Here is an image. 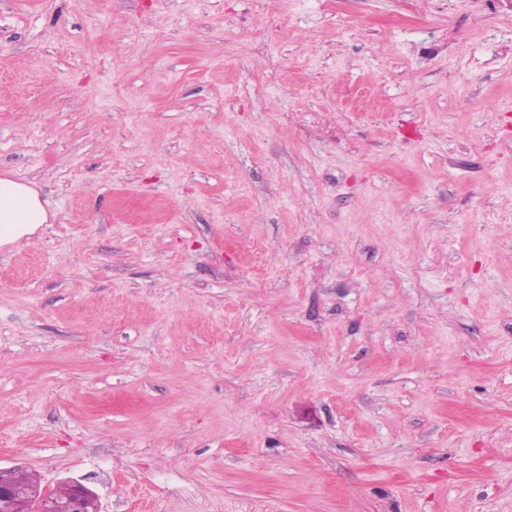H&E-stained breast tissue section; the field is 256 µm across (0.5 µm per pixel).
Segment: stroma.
<instances>
[{
	"label": "stroma",
	"mask_w": 512,
	"mask_h": 512,
	"mask_svg": "<svg viewBox=\"0 0 512 512\" xmlns=\"http://www.w3.org/2000/svg\"><path fill=\"white\" fill-rule=\"evenodd\" d=\"M0 468L102 512H512V0H0ZM49 220L37 192L28 184L0 177V247L29 240ZM65 488L67 512H99L98 496L85 485L75 481H65L60 484Z\"/></svg>",
	"instance_id": "35a3bbf8"
}]
</instances>
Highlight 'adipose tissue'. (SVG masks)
Masks as SVG:
<instances>
[{
  "mask_svg": "<svg viewBox=\"0 0 512 512\" xmlns=\"http://www.w3.org/2000/svg\"><path fill=\"white\" fill-rule=\"evenodd\" d=\"M48 213L28 184L0 177V247L28 240L47 223Z\"/></svg>",
  "mask_w": 512,
  "mask_h": 512,
  "instance_id": "adipose-tissue-1",
  "label": "adipose tissue"
}]
</instances>
